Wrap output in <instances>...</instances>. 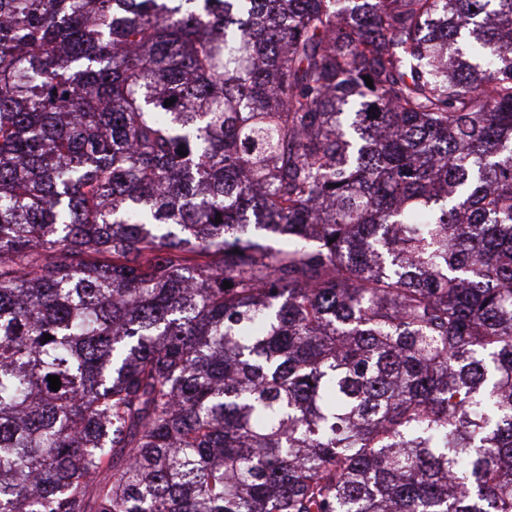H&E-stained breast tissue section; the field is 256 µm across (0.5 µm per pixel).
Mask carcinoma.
Instances as JSON below:
<instances>
[{"mask_svg": "<svg viewBox=\"0 0 512 512\" xmlns=\"http://www.w3.org/2000/svg\"><path fill=\"white\" fill-rule=\"evenodd\" d=\"M0 512H512V0H0Z\"/></svg>", "mask_w": 512, "mask_h": 512, "instance_id": "1", "label": "carcinoma"}]
</instances>
